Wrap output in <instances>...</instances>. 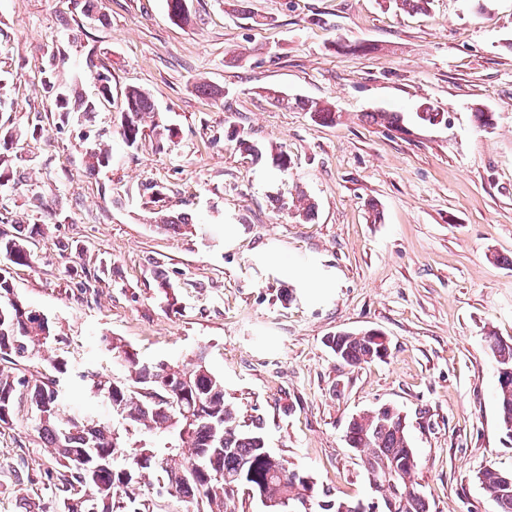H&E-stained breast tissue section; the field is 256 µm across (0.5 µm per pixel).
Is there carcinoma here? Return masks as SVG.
I'll return each mask as SVG.
<instances>
[{
  "instance_id": "carcinoma-1",
  "label": "carcinoma",
  "mask_w": 512,
  "mask_h": 512,
  "mask_svg": "<svg viewBox=\"0 0 512 512\" xmlns=\"http://www.w3.org/2000/svg\"><path fill=\"white\" fill-rule=\"evenodd\" d=\"M430 0H388L398 11L416 12ZM95 99L74 89L55 98L60 118L94 117ZM295 104L322 124L336 123L335 108L325 102ZM124 108L133 116L122 136L139 146L150 129L157 147L178 133L158 119L149 94L130 86ZM111 160L105 148L88 152L86 170L93 172ZM43 233L39 224H19L11 235L0 233V257L16 265L32 260L30 240ZM55 337L53 322L23 303L8 277H0V427L13 423L18 404L26 402L37 432L51 449L55 469L47 473L49 505L42 512H155L152 498L172 497L185 512H226L227 501L245 490L258 498L266 512H311L318 493L311 476L288 466L266 448L260 420L246 422L224 399V379L212 370L207 354H196L192 369L178 364L142 362L121 343L105 338V348L124 363L125 377L115 380L98 371L79 375L93 398L112 413V421L88 416L75 406L61 377L68 363L55 359L37 378L24 373L35 348ZM326 346L342 363L361 366L381 360L387 344L368 332H343ZM497 364L500 425L512 436V344L488 336ZM346 441L361 454L366 474L394 477L397 512H429L425 496L409 483L417 467L401 412L352 418ZM481 488L496 502L498 512H512V473L489 466L478 471Z\"/></svg>"
}]
</instances>
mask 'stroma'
<instances>
[{
    "mask_svg": "<svg viewBox=\"0 0 512 512\" xmlns=\"http://www.w3.org/2000/svg\"><path fill=\"white\" fill-rule=\"evenodd\" d=\"M188 5L179 25L167 0H98L91 15L86 0H0V124L24 133L0 154V228L44 227L32 263L8 276L57 333L29 373L57 358L120 377L105 335L147 363L186 365L205 347L226 401L261 417L270 451L327 499L383 512L345 435L352 416L390 405L407 416L430 512H497L475 474L512 472L487 346L491 334L512 341V0H431L413 13L383 0ZM99 73L109 110L62 122L45 78L90 96ZM203 82L223 97L200 95ZM132 85L176 126L175 145L126 146ZM272 89L331 101L338 119L278 106ZM424 105L444 121L418 120ZM381 109L400 124L372 123ZM479 109L491 128L477 126ZM98 143L112 159L91 174L85 152ZM279 152L287 170L272 165ZM178 213L191 229L156 227ZM302 271L334 275L333 294L307 298ZM369 330L386 337L384 359L350 367L325 345ZM48 465L20 408L0 428V512L45 505Z\"/></svg>",
    "mask_w": 512,
    "mask_h": 512,
    "instance_id": "35a3bbf8",
    "label": "stroma"
}]
</instances>
